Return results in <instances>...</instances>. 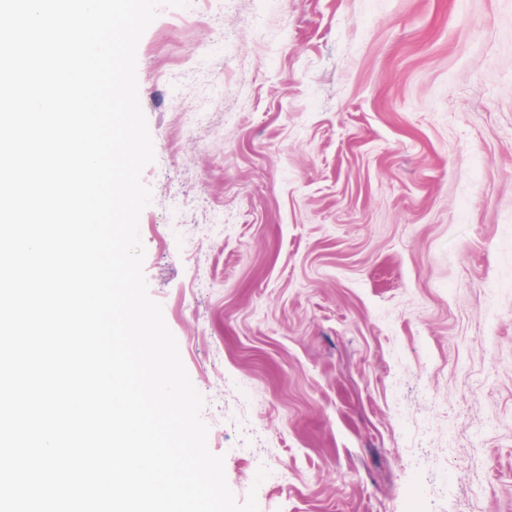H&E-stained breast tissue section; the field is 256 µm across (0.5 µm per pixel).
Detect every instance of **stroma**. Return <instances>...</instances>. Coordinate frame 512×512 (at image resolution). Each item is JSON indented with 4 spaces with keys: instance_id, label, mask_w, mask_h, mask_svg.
Returning <instances> with one entry per match:
<instances>
[{
    "instance_id": "obj_1",
    "label": "stroma",
    "mask_w": 512,
    "mask_h": 512,
    "mask_svg": "<svg viewBox=\"0 0 512 512\" xmlns=\"http://www.w3.org/2000/svg\"><path fill=\"white\" fill-rule=\"evenodd\" d=\"M137 80L143 271L236 500L512 512V0H188Z\"/></svg>"
}]
</instances>
